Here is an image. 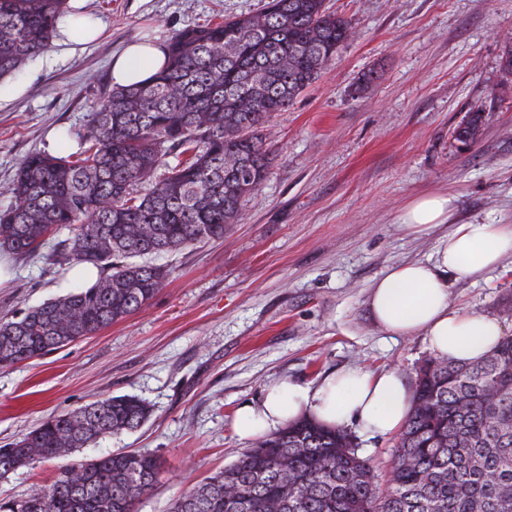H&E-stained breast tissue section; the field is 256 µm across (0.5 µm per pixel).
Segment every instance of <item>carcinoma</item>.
<instances>
[{
    "label": "carcinoma",
    "mask_w": 512,
    "mask_h": 512,
    "mask_svg": "<svg viewBox=\"0 0 512 512\" xmlns=\"http://www.w3.org/2000/svg\"><path fill=\"white\" fill-rule=\"evenodd\" d=\"M65 0H0V80L51 46ZM352 35L325 0H267L254 13L188 26L149 83L102 92L80 151L33 152L0 211V250L24 256L62 230L51 257L101 270L90 288L0 319V367L90 336L141 310L169 276L135 257L224 234L268 177L261 128L318 77ZM482 110L455 139L473 143ZM148 184L145 192L138 186ZM150 407L114 396L51 416L0 448V477L59 460L53 479L0 512H136L162 468L150 453L72 460L106 434L142 426ZM171 512H512V336L476 363L431 357L385 485L343 426L303 417L184 491Z\"/></svg>",
    "instance_id": "cac0c4a2"
}]
</instances>
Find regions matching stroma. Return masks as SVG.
Instances as JSON below:
<instances>
[{"instance_id": "obj_1", "label": "stroma", "mask_w": 512, "mask_h": 512, "mask_svg": "<svg viewBox=\"0 0 512 512\" xmlns=\"http://www.w3.org/2000/svg\"><path fill=\"white\" fill-rule=\"evenodd\" d=\"M355 36L263 129L267 180L243 201L223 239L156 256L170 269L140 311L46 355L0 368V446L39 423L109 396L152 408L139 429L106 435L75 458L138 450L160 457L138 512H169L186 489L252 447L237 410L267 385L317 386L349 369L397 370L414 387L430 357L423 336L379 329L372 285L389 268L423 261L456 224H512V0H326ZM262 0H85L100 36L74 48L54 39L0 81V210L20 161L78 149L88 116L111 87L113 56L131 42L166 43L216 14ZM373 81H365L368 72ZM484 110L478 139L454 130ZM430 192L454 200L451 223L409 236L397 218ZM0 318L65 295V266L45 254L13 257ZM453 307L493 318L512 336V254L476 277L449 275ZM58 463L0 477V499L47 484Z\"/></svg>"}]
</instances>
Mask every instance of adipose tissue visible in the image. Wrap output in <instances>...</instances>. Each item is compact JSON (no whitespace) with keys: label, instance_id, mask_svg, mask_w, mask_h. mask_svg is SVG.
<instances>
[{"label":"adipose tissue","instance_id":"obj_1","mask_svg":"<svg viewBox=\"0 0 512 512\" xmlns=\"http://www.w3.org/2000/svg\"><path fill=\"white\" fill-rule=\"evenodd\" d=\"M162 46L129 44L112 63V83L149 81L165 64ZM454 201L445 193L412 200L399 227L418 236L434 224H452ZM433 257L390 268L373 285L369 305L376 325L397 336L423 334L439 357L476 362L503 336L501 324L448 304V276L476 277L512 253V224H452ZM411 396L397 371H349L316 388L283 381L269 385L264 399L239 408L240 436L255 437L302 417L327 425L356 423L368 432L395 434L403 428Z\"/></svg>","mask_w":512,"mask_h":512}]
</instances>
